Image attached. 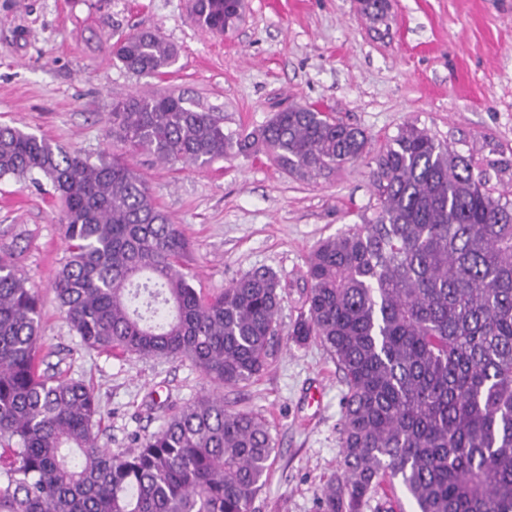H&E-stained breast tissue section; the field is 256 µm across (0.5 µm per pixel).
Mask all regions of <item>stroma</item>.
Segmentation results:
<instances>
[{"instance_id":"stroma-1","label":"stroma","mask_w":512,"mask_h":512,"mask_svg":"<svg viewBox=\"0 0 512 512\" xmlns=\"http://www.w3.org/2000/svg\"><path fill=\"white\" fill-rule=\"evenodd\" d=\"M190 6L0 0V123L96 156L112 147L113 102L173 92L220 112L228 131L301 104L365 130L376 150L415 122L478 168L512 158V0H390L376 24L358 0H244L242 23L218 37L197 26ZM140 30L177 49L167 75L137 76L113 58V43ZM131 162L189 240L201 293L273 272L285 326L298 314L317 242L361 223L376 202L363 160L308 180L261 152L201 169L148 154ZM61 209L50 185L0 178V257L39 295L41 358L93 390L99 444L120 455L209 384L187 360L83 345L53 288L68 256ZM343 391L334 360L313 341L289 343L258 380L225 390L230 408L265 416L277 444L254 512H318L322 488L340 474Z\"/></svg>"}]
</instances>
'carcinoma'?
I'll return each instance as SVG.
<instances>
[{"instance_id":"obj_1","label":"carcinoma","mask_w":512,"mask_h":512,"mask_svg":"<svg viewBox=\"0 0 512 512\" xmlns=\"http://www.w3.org/2000/svg\"><path fill=\"white\" fill-rule=\"evenodd\" d=\"M362 2L384 19L388 0ZM195 9L211 32L243 19L242 0ZM112 53L136 75L176 60L152 31ZM108 123L121 153L95 158L0 125V177L44 178L61 201L69 256L54 291L86 347L188 359L208 383L235 388L281 342L276 275L202 296L189 241L126 156L204 166L263 152L310 179L368 156L372 216L318 243L286 332L319 343L346 387L341 474L319 512H363L397 484L416 512H512V200L494 195L472 156L413 122L373 155L365 130L301 105L226 133L223 117L171 93L115 102ZM40 318L36 291L0 258V512H252L276 448L264 416L206 393L114 455L97 445L94 393L40 369Z\"/></svg>"}]
</instances>
